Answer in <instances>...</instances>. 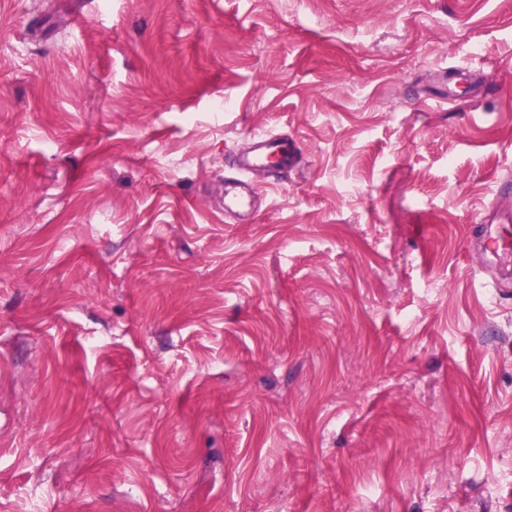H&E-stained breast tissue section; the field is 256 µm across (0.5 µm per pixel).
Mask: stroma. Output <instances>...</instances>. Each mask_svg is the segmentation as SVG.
Listing matches in <instances>:
<instances>
[{
  "label": "stroma",
  "instance_id": "obj_1",
  "mask_svg": "<svg viewBox=\"0 0 512 512\" xmlns=\"http://www.w3.org/2000/svg\"><path fill=\"white\" fill-rule=\"evenodd\" d=\"M509 178L512 0H0V512H512ZM280 159L282 166L288 164V138L285 135L255 133L249 152L239 154L233 173L224 177V212L237 214L251 209L254 199L260 198L258 184L250 175L269 167L272 158Z\"/></svg>",
  "mask_w": 512,
  "mask_h": 512
}]
</instances>
